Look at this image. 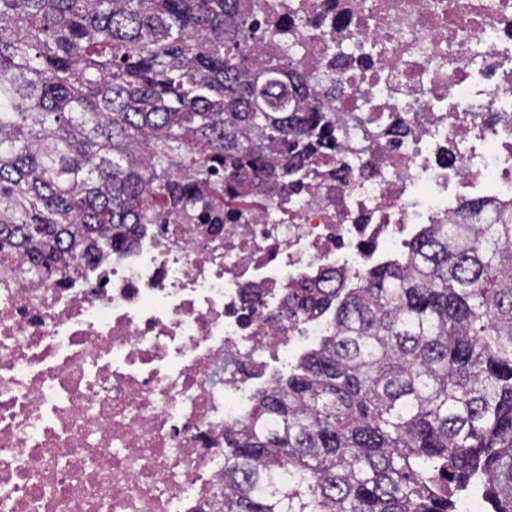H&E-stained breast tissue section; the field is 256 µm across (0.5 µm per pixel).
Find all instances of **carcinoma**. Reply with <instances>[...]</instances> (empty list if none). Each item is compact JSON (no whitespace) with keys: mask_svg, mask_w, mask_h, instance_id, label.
<instances>
[{"mask_svg":"<svg viewBox=\"0 0 512 512\" xmlns=\"http://www.w3.org/2000/svg\"><path fill=\"white\" fill-rule=\"evenodd\" d=\"M305 51L265 0H0V259L52 280L144 224L278 204L339 147ZM472 218L359 288H291L333 332L224 432V512H455L473 479L512 512V210Z\"/></svg>","mask_w":512,"mask_h":512,"instance_id":"carcinoma-1","label":"carcinoma"}]
</instances>
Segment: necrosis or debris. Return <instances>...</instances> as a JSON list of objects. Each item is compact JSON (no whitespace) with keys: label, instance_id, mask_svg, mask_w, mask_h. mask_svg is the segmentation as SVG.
<instances>
[{"label":"necrosis or debris","instance_id":"4bbe7bcc","mask_svg":"<svg viewBox=\"0 0 512 512\" xmlns=\"http://www.w3.org/2000/svg\"><path fill=\"white\" fill-rule=\"evenodd\" d=\"M268 3L347 140L280 205L144 225L53 281L0 264V512H222L225 430L332 332L290 287L512 209V0Z\"/></svg>","mask_w":512,"mask_h":512}]
</instances>
